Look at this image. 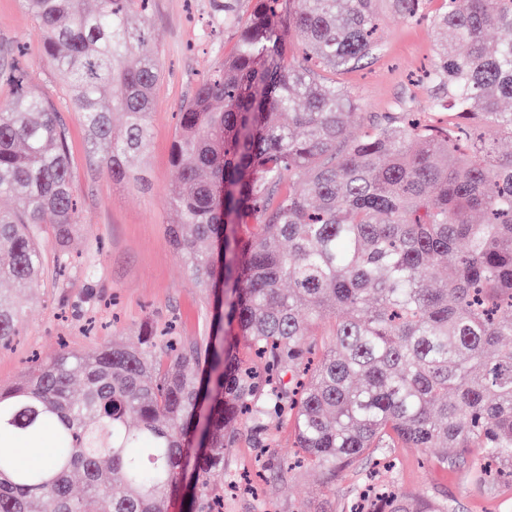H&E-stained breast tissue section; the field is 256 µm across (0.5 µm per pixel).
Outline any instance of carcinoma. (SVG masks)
Listing matches in <instances>:
<instances>
[{"label":"carcinoma","instance_id":"carcinoma-1","mask_svg":"<svg viewBox=\"0 0 512 512\" xmlns=\"http://www.w3.org/2000/svg\"><path fill=\"white\" fill-rule=\"evenodd\" d=\"M25 3L92 157L129 181L161 77L148 34L128 21L147 0ZM382 4L411 20L420 0H254L231 54L181 105L172 152L168 235L213 293L219 344L161 346L146 323L137 347L65 351L0 386V442L53 445L46 468L0 450V512H165L190 459L185 512H215L234 425L269 418L291 424L328 483L397 444L442 463L476 448L512 481V151L488 140L512 142V0H443L435 25L450 40L429 72L431 117L404 112L351 139L356 113L336 75L377 49ZM289 31L306 46L297 65ZM4 195L15 206L0 210V272L31 288L40 224H52L60 262L80 230L65 128L32 88L0 103ZM17 318L0 294V342ZM323 318L332 342L318 356ZM226 322L237 326L227 343ZM240 340L259 363L239 358ZM351 512L456 506L385 490Z\"/></svg>","mask_w":512,"mask_h":512}]
</instances>
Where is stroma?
Wrapping results in <instances>:
<instances>
[{
	"mask_svg": "<svg viewBox=\"0 0 512 512\" xmlns=\"http://www.w3.org/2000/svg\"><path fill=\"white\" fill-rule=\"evenodd\" d=\"M221 0H151L148 11L131 15V24L146 29L163 65L152 114V140L139 161L142 186L120 185L90 162L84 126L65 84L41 56L43 35L22 0H0V46L17 43L30 85L51 100L67 129L81 231L70 243L73 266L56 274L46 265L37 287L22 299L15 336L0 346V385L16 382L31 357L49 360L69 350L88 353L112 340H134L140 326L175 327L184 347L213 334L209 289L189 275L169 242L167 228L178 215L168 200L179 170L170 158L177 113L198 80L231 52L237 33L226 25ZM423 17L406 20L382 14L378 50L340 81L356 102L358 115L348 133H363L366 123L408 107L430 108V91L413 78L435 59L437 32L432 18L439 0H422ZM95 274H87V263ZM236 447L228 449L233 470L253 475L255 493H228L224 512H345L362 472V461L325 484L319 468L306 465L281 473L280 461L295 450L293 428L267 422L262 435L270 447H256L249 426H241ZM392 469H377L381 479L407 497L428 491L455 501L458 512H502L512 503V482L482 486L469 480L473 455H449L447 463L431 460L420 448H393Z\"/></svg>",
	"mask_w": 512,
	"mask_h": 512,
	"instance_id": "1",
	"label": "stroma"
}]
</instances>
